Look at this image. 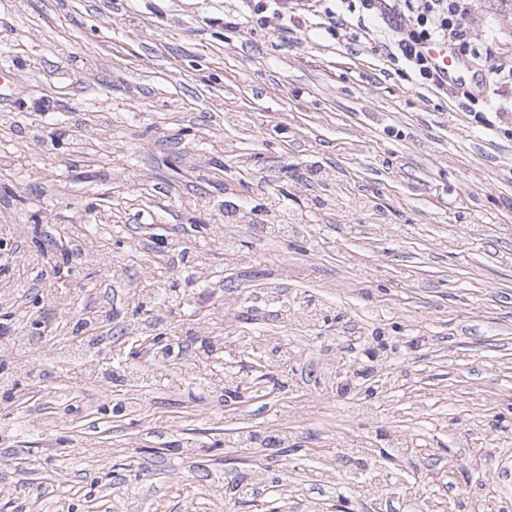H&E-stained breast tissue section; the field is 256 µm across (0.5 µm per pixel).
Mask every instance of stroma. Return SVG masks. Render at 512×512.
Masks as SVG:
<instances>
[{
	"label": "stroma",
	"instance_id": "35a3bbf8",
	"mask_svg": "<svg viewBox=\"0 0 512 512\" xmlns=\"http://www.w3.org/2000/svg\"><path fill=\"white\" fill-rule=\"evenodd\" d=\"M346 13L343 0H0V65L13 74L0 88V228L29 261L23 311L45 320L18 358L49 376L0 392V512H262L266 496L225 501L209 475L253 460L228 433L273 427L290 441L269 477L303 488L278 512H423L417 485L438 512H468L476 494L485 512L512 507V97L475 88L484 57L512 52V14L473 0L462 23L481 56L438 90ZM282 218L297 227L283 239L253 227ZM172 237L204 255L208 287L168 266ZM43 240L70 243L60 277L40 273ZM158 267L191 309L142 314L151 334L174 336L186 360L222 311L232 329L299 352L297 387L225 405L191 376L128 385L60 359L72 327L51 297L74 316L107 314L103 352H126ZM260 289L321 297L337 319L283 320ZM374 329L401 345L381 369L389 404L359 419L315 371L324 344L359 358L356 337ZM119 401L140 410L113 417ZM36 416L52 435L31 430ZM404 434L429 458L386 463L381 501L340 473L316 482L337 438L391 455Z\"/></svg>",
	"mask_w": 512,
	"mask_h": 512
}]
</instances>
